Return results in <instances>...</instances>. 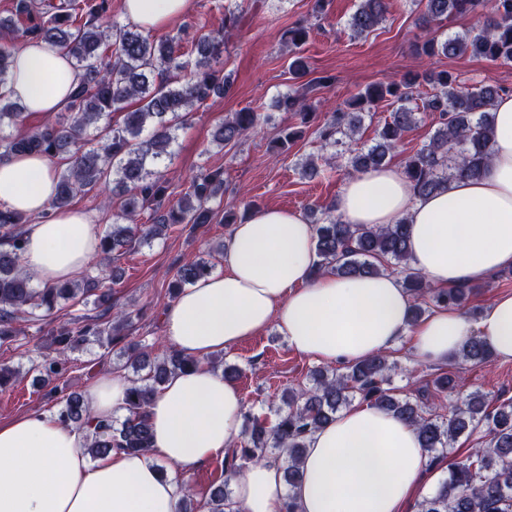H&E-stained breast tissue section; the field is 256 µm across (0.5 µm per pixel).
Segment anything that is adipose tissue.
<instances>
[{"mask_svg": "<svg viewBox=\"0 0 512 512\" xmlns=\"http://www.w3.org/2000/svg\"><path fill=\"white\" fill-rule=\"evenodd\" d=\"M191 0H123L127 21L145 31L167 27ZM78 83L70 57L29 42L16 54L8 96L26 112L50 115ZM491 161L477 179L415 196L402 171L381 166L347 178L336 212L350 224L407 219L411 263L431 287L454 288L512 267V96L493 109ZM57 170L45 155L0 160V205L42 216L26 227L23 267L51 285L84 268L100 234L84 211H53ZM315 242L302 215L276 207L250 210L230 226L224 268L185 289L163 312L165 343L197 359L172 375L147 407L148 456L112 451L93 460L85 433L42 412L0 422V512H179L187 470L224 455L242 437L245 401L206 362L217 351L276 326L294 351L330 365H350L413 338L412 356L444 364L476 333L495 357L512 361V295L488 303L477 323L438 308L410 323L411 298L397 276L315 275ZM127 379L98 378L85 397L91 417L124 412ZM169 470L160 474L158 462ZM416 428L378 407L355 404L311 435L294 486L283 464L263 460L231 473L241 512H404L432 470Z\"/></svg>", "mask_w": 512, "mask_h": 512, "instance_id": "obj_1", "label": "adipose tissue"}]
</instances>
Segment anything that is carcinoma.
<instances>
[{"instance_id": "cac0c4a2", "label": "carcinoma", "mask_w": 512, "mask_h": 512, "mask_svg": "<svg viewBox=\"0 0 512 512\" xmlns=\"http://www.w3.org/2000/svg\"><path fill=\"white\" fill-rule=\"evenodd\" d=\"M108 9V0H62L45 11L34 9L32 0H16L15 15L24 20L25 39L43 41L69 55L80 80L64 108L68 119L36 128L26 125L24 112L1 92L0 128L6 126L10 132L0 136V158L19 153L64 158L66 167L57 173L56 193L49 204L52 210L68 208L76 195L112 179L127 197L115 206L112 231L100 239L103 263L97 266V276L87 278L83 285L66 280L34 287L22 266L24 214L0 207V343L16 335L13 324L21 313L49 314L63 302L85 299L93 293L97 302L106 303L109 295L99 291V285L104 280L112 284L120 280L111 256L121 249L160 238L175 224L240 221L234 213L218 215L211 206L224 195L223 170L200 171L189 192L172 205L162 200L164 187L155 171L170 155L185 114L230 87V76L213 66V60L223 53L224 40L199 39L192 47L195 58L185 60L181 45L173 38L155 40L113 20L101 24ZM386 12L387 0H359L348 27L354 35L366 36ZM457 15L477 17L476 26L443 41L426 36L414 44L415 51L426 58L470 55L491 62H512V0H425L420 26L427 30ZM308 36L306 21L285 32L288 71L295 80L309 74L301 54ZM17 51L13 42H0L1 88L9 82ZM422 84L428 85L431 93L413 108L416 90ZM501 92L503 88L496 85L463 83L445 70L416 73L400 82L366 86L331 113L316 133L325 147H346L350 167L361 173L385 164L418 123L417 111L438 113L429 142L409 156L403 167L414 194L428 196L448 188L454 179L482 174L490 158L492 106ZM384 102L394 109L379 130L375 145L365 150L349 148L363 116ZM279 107L296 113L303 124L315 116L305 94L297 91L281 96ZM117 111L124 112L122 123L101 125ZM262 120L260 113L243 108L217 126L213 140L223 146L235 143L255 131ZM152 203L159 211L157 219L151 224L135 223L137 212ZM323 215L313 224L319 258L315 274L395 273L412 299L413 323L433 307L463 309L474 316L467 303L480 285L463 284L446 290L430 287L412 267L406 220L382 227L348 224L332 204ZM212 270L211 262L202 257L183 265L170 284L171 297ZM132 326V312L119 310L106 323L79 321L75 327L60 328L55 338L59 358L42 365L44 380L60 378L66 370L67 353L80 349L89 338L99 341ZM492 358L481 338L472 334L465 338L455 360L486 364ZM127 364L134 375L128 378L126 417L120 425L109 419H92L83 397L74 393L56 412L60 423L86 431V450L92 459L114 449L149 452L151 431L146 408L151 396L171 375L195 367L197 361L175 350L153 358L149 346L132 344ZM395 369L396 363L385 353L363 359L344 372L315 368L307 385L283 391L274 422L244 413L241 457L250 462L271 455L282 459L285 479L293 485L298 482L309 437L341 409L359 400L413 424L422 447L435 462L451 452L462 433L486 431L487 447L473 449L466 461L451 466L434 492L419 502L418 512H512V398L491 401L487 394L474 391L446 416L439 413L431 398L454 393L458 387L455 374L437 376L430 390L417 388L400 394L394 386ZM203 508L207 512H236L228 482L211 492Z\"/></svg>"}]
</instances>
